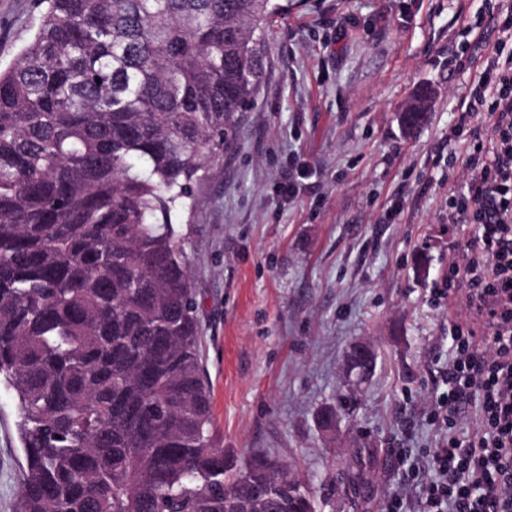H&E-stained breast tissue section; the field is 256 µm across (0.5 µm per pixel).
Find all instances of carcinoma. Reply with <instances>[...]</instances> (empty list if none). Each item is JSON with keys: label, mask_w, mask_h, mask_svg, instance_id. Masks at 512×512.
<instances>
[{"label": "carcinoma", "mask_w": 512, "mask_h": 512, "mask_svg": "<svg viewBox=\"0 0 512 512\" xmlns=\"http://www.w3.org/2000/svg\"><path fill=\"white\" fill-rule=\"evenodd\" d=\"M0 68V375L15 512H316L288 467L212 431L172 212L236 134L277 0H43ZM428 91L400 113L409 134ZM20 409L8 382L0 378V512H14L20 494L19 469L24 462L18 433Z\"/></svg>", "instance_id": "obj_1"}]
</instances>
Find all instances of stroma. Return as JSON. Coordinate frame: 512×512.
<instances>
[{
    "instance_id": "1",
    "label": "stroma",
    "mask_w": 512,
    "mask_h": 512,
    "mask_svg": "<svg viewBox=\"0 0 512 512\" xmlns=\"http://www.w3.org/2000/svg\"><path fill=\"white\" fill-rule=\"evenodd\" d=\"M262 39L264 75L227 148L176 211L200 303L213 429L244 459L267 454L318 512H381L443 434L462 295L435 300L473 227L448 217L470 172L459 110L501 36L495 0H284ZM40 0H0V66L30 38ZM429 89L428 121L398 120ZM294 182L293 196L281 183ZM376 367L352 384L350 347ZM346 400L337 429L322 407ZM20 409L0 378V512H14ZM363 471L359 491L348 472ZM428 91L422 90L420 91L406 106L404 112H401L399 115V121L402 126V128L408 133L412 134L416 130H418L427 119V112H426V103L429 99L427 96ZM417 103L419 107V115L416 119H413L411 121L410 119V111L414 107V104ZM424 110V112H423Z\"/></svg>"
}]
</instances>
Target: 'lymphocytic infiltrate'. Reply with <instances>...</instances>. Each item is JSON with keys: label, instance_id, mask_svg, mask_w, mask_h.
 Wrapping results in <instances>:
<instances>
[{"label": "lymphocytic infiltrate", "instance_id": "obj_1", "mask_svg": "<svg viewBox=\"0 0 512 512\" xmlns=\"http://www.w3.org/2000/svg\"><path fill=\"white\" fill-rule=\"evenodd\" d=\"M500 30L462 111L491 125L469 140L467 194L448 195L450 219L479 227L465 265L448 276L464 285L472 320L455 332L452 387L439 403L446 433L427 455L417 512H512V8ZM468 404L474 426L461 438Z\"/></svg>", "mask_w": 512, "mask_h": 512}]
</instances>
